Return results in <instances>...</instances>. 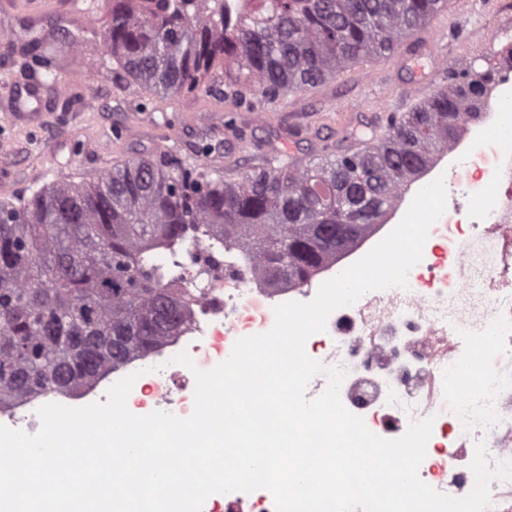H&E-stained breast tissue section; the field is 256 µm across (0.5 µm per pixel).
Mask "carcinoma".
<instances>
[{
  "mask_svg": "<svg viewBox=\"0 0 512 512\" xmlns=\"http://www.w3.org/2000/svg\"><path fill=\"white\" fill-rule=\"evenodd\" d=\"M447 0H255L224 19V0H112L105 51L112 75L177 96L272 104L390 53ZM46 83L60 87L53 46L34 36ZM224 89L207 81L215 61ZM500 76L487 63L448 77L419 107L351 154L305 164L278 156L229 178L222 168L130 158L82 185L57 182L0 200V404L88 383L179 334L186 301L154 251L205 236L261 274L299 284L357 241L450 146L491 110ZM352 228L336 237V225Z\"/></svg>",
  "mask_w": 512,
  "mask_h": 512,
  "instance_id": "carcinoma-1",
  "label": "carcinoma"
}]
</instances>
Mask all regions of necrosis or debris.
I'll return each instance as SVG.
<instances>
[{"label":"necrosis or debris","instance_id":"4bbe7bcc","mask_svg":"<svg viewBox=\"0 0 512 512\" xmlns=\"http://www.w3.org/2000/svg\"><path fill=\"white\" fill-rule=\"evenodd\" d=\"M439 177L448 208L432 226L406 287L371 291L336 310L325 331L309 337L306 352L344 372L341 401L374 434L396 439L411 419L434 416L419 476L461 498L474 486L467 451L477 440H484L491 461L512 459V218L501 208L512 200V126L499 113L485 114L465 129L451 152L428 166L421 181ZM398 214L391 209L385 222L372 225L301 287L269 284L231 255L208 268L192 259L182 262L176 273L182 287L205 294L194 299L180 336L92 386L0 406V424L36 433L40 406L105 400L107 389L131 374L136 381L127 399L130 411L189 416L194 369H212L239 338L269 331L275 306L312 300L324 281L392 231ZM183 351L193 368L174 363ZM202 512H275V506L272 494L258 489L211 495Z\"/></svg>","mask_w":512,"mask_h":512}]
</instances>
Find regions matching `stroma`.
I'll use <instances>...</instances> for the list:
<instances>
[{
	"mask_svg": "<svg viewBox=\"0 0 512 512\" xmlns=\"http://www.w3.org/2000/svg\"><path fill=\"white\" fill-rule=\"evenodd\" d=\"M111 8V0H0V71L14 74L12 83H0V183L10 185L11 197L31 196L52 182L93 180L132 157L166 154L196 166L205 146L223 155L234 174L277 149L302 162L326 149L342 153L345 132L370 139L376 115L410 111L447 85L449 71L498 62L512 43V0H448L443 14L397 53L288 94L271 106V120L261 122L242 103L188 92L162 97L113 79L111 58L96 49ZM30 23L46 39L70 35L80 47L61 61L68 76L61 97L31 101L21 112L13 88L44 73L34 51L16 38ZM89 87L95 97L88 106ZM214 112L231 113L228 129L208 130ZM89 141L97 151L85 152Z\"/></svg>",
	"mask_w": 512,
	"mask_h": 512,
	"instance_id": "1",
	"label": "stroma"
}]
</instances>
